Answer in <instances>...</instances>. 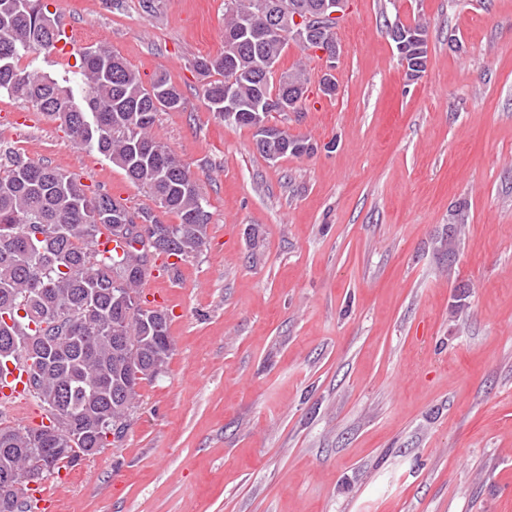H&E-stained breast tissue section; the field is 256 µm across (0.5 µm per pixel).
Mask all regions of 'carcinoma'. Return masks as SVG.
Returning a JSON list of instances; mask_svg holds the SVG:
<instances>
[{
    "instance_id": "1",
    "label": "carcinoma",
    "mask_w": 512,
    "mask_h": 512,
    "mask_svg": "<svg viewBox=\"0 0 512 512\" xmlns=\"http://www.w3.org/2000/svg\"><path fill=\"white\" fill-rule=\"evenodd\" d=\"M276 11L287 24L294 15L317 18L320 0H224V53L194 61L206 82L202 100L224 119V85L234 78L238 111L252 112L272 92L300 107L307 78L300 68L273 80L272 67L287 40L309 49L294 31L267 28L253 41L243 24ZM59 40L57 20L47 0H0V94L23 99L38 112L72 123L87 117V128L73 142L95 150L148 193L165 213L179 219L163 224L148 212H132L106 192L92 191L81 179L34 162L0 146V365L24 359L28 394L43 408L49 424L0 423V512H32L21 500L28 468L45 459L46 448H68L79 439L85 448L107 446L99 423H122L113 441L124 438L140 400L142 379L156 378L172 354L169 314L138 303L155 257L182 259L205 244L210 212L189 168L154 132L160 111L184 106L181 91L164 73L145 86L124 59L105 47L77 52L81 99L51 76L18 65L20 53L50 55ZM280 141L258 147L269 160L308 155L304 136L279 131ZM150 222L161 250L141 239L139 221ZM467 220L465 204L453 213L448 243L456 247L455 225ZM103 233L123 243L122 253L97 252Z\"/></svg>"
}]
</instances>
